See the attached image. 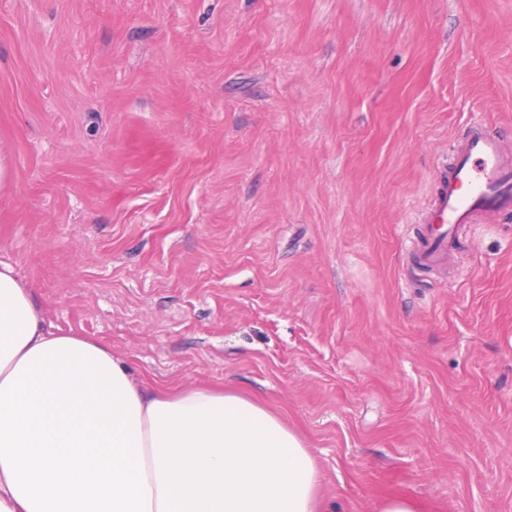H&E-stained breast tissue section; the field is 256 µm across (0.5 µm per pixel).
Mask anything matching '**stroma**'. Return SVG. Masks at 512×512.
<instances>
[{
  "label": "stroma",
  "mask_w": 512,
  "mask_h": 512,
  "mask_svg": "<svg viewBox=\"0 0 512 512\" xmlns=\"http://www.w3.org/2000/svg\"><path fill=\"white\" fill-rule=\"evenodd\" d=\"M512 0H0V259L134 376L282 416L342 512H512V211L408 263Z\"/></svg>",
  "instance_id": "obj_1"
}]
</instances>
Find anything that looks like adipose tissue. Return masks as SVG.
I'll return each instance as SVG.
<instances>
[{
    "instance_id": "1",
    "label": "adipose tissue",
    "mask_w": 512,
    "mask_h": 512,
    "mask_svg": "<svg viewBox=\"0 0 512 512\" xmlns=\"http://www.w3.org/2000/svg\"><path fill=\"white\" fill-rule=\"evenodd\" d=\"M282 418L235 394L137 381L49 325L0 260V512H339Z\"/></svg>"
}]
</instances>
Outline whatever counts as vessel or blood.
I'll return each mask as SVG.
<instances>
[{"instance_id": "b4317fda", "label": "vessel or blood", "mask_w": 512, "mask_h": 512, "mask_svg": "<svg viewBox=\"0 0 512 512\" xmlns=\"http://www.w3.org/2000/svg\"><path fill=\"white\" fill-rule=\"evenodd\" d=\"M439 181L440 190L413 245L417 259L427 266L455 246L460 227L478 223L487 212L512 210V153L497 134L473 132Z\"/></svg>"}]
</instances>
